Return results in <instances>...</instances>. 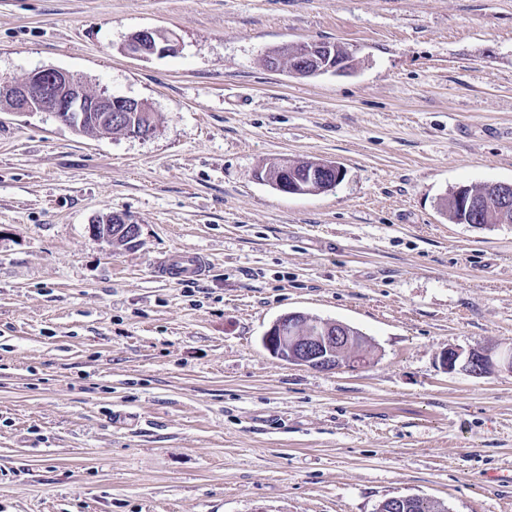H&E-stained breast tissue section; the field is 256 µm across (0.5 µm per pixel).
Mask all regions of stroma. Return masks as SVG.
<instances>
[{
  "instance_id": "stroma-1",
  "label": "stroma",
  "mask_w": 512,
  "mask_h": 512,
  "mask_svg": "<svg viewBox=\"0 0 512 512\" xmlns=\"http://www.w3.org/2000/svg\"><path fill=\"white\" fill-rule=\"evenodd\" d=\"M177 53L133 59L138 30ZM354 69L264 66L283 43ZM148 104L145 139L0 106V512H512V224L451 223L512 182V0H0V82L40 68ZM339 163L318 195L272 159ZM133 248L93 236L110 213ZM211 263L155 273L167 252ZM347 323L371 363L271 356L272 323ZM151 46L146 50L145 47ZM180 49V42L172 32L144 29L132 34L122 47V51L136 59H148L151 56L171 55ZM343 51L344 48L339 44L310 41L305 43L302 48H297L296 45L285 43L281 46L279 54L276 55L280 64L274 65L272 68H277L288 60V70L291 73L301 77H311L310 66L314 65L313 69H315L318 65L317 62L322 60L325 61V65L315 73L340 74L349 70V60L344 57ZM281 67L283 66L281 65L279 68ZM281 162L276 160L271 162L268 166L265 167L264 173L261 175L263 180H266L272 186H276L278 181L280 180H288V173L292 176L293 173L296 175H300L303 169L305 168V161L294 162L293 164H280ZM269 168V169H267ZM266 173V176H265ZM476 185L460 187L453 192L452 199L448 196L445 201L448 219L455 224H469L467 217L455 208L453 202L466 212H471L477 221H495L497 224H509L506 216L512 213V183L491 182L486 183V189L481 197L469 192ZM453 200V201H452ZM112 216L117 219L120 224H112ZM114 219V222L116 221ZM90 231L102 239H106L109 242H113L119 237H124L126 241H130L129 245H133L137 242L139 236V226L129 221L123 215L118 213H110L94 224L90 225ZM208 268L205 257L186 251L167 254L157 263L159 277L175 282L199 279L206 275ZM442 363L448 372H462L467 375H487L498 370L512 372V350L500 352L494 357V351L473 350L464 354L459 349L448 348L442 356ZM407 496L392 497L388 499L392 507L397 509L400 504L407 499ZM395 509L393 510L395 512ZM400 512H447L445 506L438 501L429 500L419 496H410V498L401 504Z\"/></svg>"
}]
</instances>
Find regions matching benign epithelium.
Instances as JSON below:
<instances>
[{"label":"benign epithelium","instance_id":"obj_1","mask_svg":"<svg viewBox=\"0 0 512 512\" xmlns=\"http://www.w3.org/2000/svg\"><path fill=\"white\" fill-rule=\"evenodd\" d=\"M179 49L180 42L174 33L154 29L132 34L122 47L125 54L136 59L171 55ZM343 51L339 44L310 41L299 48L285 43L276 58L281 63L288 62V70L301 77L310 76V66L321 60L325 65L317 73L340 74L349 67ZM0 91L13 100L12 111L50 112L77 131L87 125L101 130L118 126L128 137L146 138L152 134L143 127L128 130L121 127L127 120V113L142 112L143 102L105 91L91 92L84 83L62 69L44 68L21 81H5L0 84ZM343 177L344 169L333 171L328 162L312 159L307 168V179L282 184L280 191L292 195L326 192L334 189ZM452 200L478 221L503 224L506 216L512 213V183H488L480 197L471 194L469 188L460 187L453 192ZM90 231L111 243L122 237L133 245L139 236V226L118 213L96 221L90 225ZM263 343L266 350L279 359L322 371H334L345 364L359 367L368 362V340L356 335L351 326L301 312L278 318L264 334ZM442 363L450 372L472 376L503 369L512 372V350L498 354L489 349L473 350L465 354L450 348L443 354Z\"/></svg>","mask_w":512,"mask_h":512}]
</instances>
